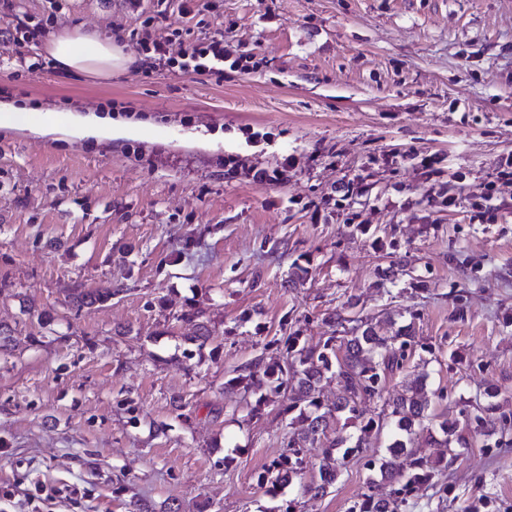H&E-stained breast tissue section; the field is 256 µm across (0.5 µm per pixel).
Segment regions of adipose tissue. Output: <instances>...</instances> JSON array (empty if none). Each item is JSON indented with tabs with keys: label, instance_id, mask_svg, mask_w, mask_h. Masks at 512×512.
Returning a JSON list of instances; mask_svg holds the SVG:
<instances>
[{
	"label": "adipose tissue",
	"instance_id": "obj_1",
	"mask_svg": "<svg viewBox=\"0 0 512 512\" xmlns=\"http://www.w3.org/2000/svg\"><path fill=\"white\" fill-rule=\"evenodd\" d=\"M44 50L63 71L104 79L123 73L132 62L116 39L81 28H66L50 35ZM61 131L73 141L113 140L131 137L137 128L93 111H77L69 115Z\"/></svg>",
	"mask_w": 512,
	"mask_h": 512
}]
</instances>
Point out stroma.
<instances>
[{
	"label": "stroma",
	"instance_id": "35a3bbf8",
	"mask_svg": "<svg viewBox=\"0 0 512 512\" xmlns=\"http://www.w3.org/2000/svg\"><path fill=\"white\" fill-rule=\"evenodd\" d=\"M169 23L177 49L227 33L223 78L144 50ZM36 24L118 36L134 63L19 72L0 41V101L141 129L0 128V512H348L388 433L332 493L273 498L256 477L291 429L225 386L295 331L412 325L427 425L488 389L512 420V0H0V33ZM403 512H512V432L457 449Z\"/></svg>",
	"mask_w": 512,
	"mask_h": 512
}]
</instances>
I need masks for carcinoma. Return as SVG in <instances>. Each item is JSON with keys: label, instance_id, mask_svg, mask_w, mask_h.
Listing matches in <instances>:
<instances>
[{"label": "carcinoma", "instance_id": "obj_1", "mask_svg": "<svg viewBox=\"0 0 512 512\" xmlns=\"http://www.w3.org/2000/svg\"><path fill=\"white\" fill-rule=\"evenodd\" d=\"M118 290L98 288L77 296L82 306L104 303ZM337 336L331 335L323 344L309 347L299 332L285 340L283 360L265 361L259 355L241 367V373L227 385L242 393V401L250 414L259 416L264 408L287 395L288 404L283 414L294 428L286 450L257 475V486L264 494L275 497L292 482L302 479L306 469L304 448L333 432L334 437L325 446L318 476L303 485L304 492L314 498L323 497L334 488L345 462L360 454L368 438L386 427L391 437L384 455L372 460L370 467L382 480L396 482L401 490L385 498L378 493V482L373 481L366 493L350 507V512H401L405 498L402 492L432 480L445 467L447 459L440 455L430 457L420 451L425 444L448 449L469 444L471 435L489 436L486 429L496 411L492 403L481 407L471 417L444 418L436 426L424 425L430 399L425 383L414 380L400 392L384 400L379 410H370L363 402L382 399L388 378L404 370L414 336L403 328L392 336L381 329L367 325L353 336L344 338V354H339ZM336 380L344 394L335 404L324 403L320 388L324 381ZM352 426L355 432L344 429ZM403 458L405 467L395 469L393 460Z\"/></svg>", "mask_w": 512, "mask_h": 512}]
</instances>
